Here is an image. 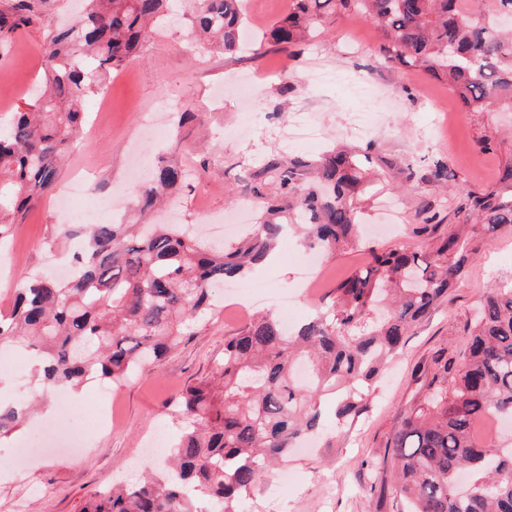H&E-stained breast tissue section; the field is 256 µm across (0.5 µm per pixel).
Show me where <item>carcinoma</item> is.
<instances>
[{"label":"carcinoma","mask_w":512,"mask_h":512,"mask_svg":"<svg viewBox=\"0 0 512 512\" xmlns=\"http://www.w3.org/2000/svg\"><path fill=\"white\" fill-rule=\"evenodd\" d=\"M53 0H8L0 9V49L32 24L41 47L44 88L34 85L27 111L0 125V243L23 210L55 190L60 160L82 132L83 107L112 72L137 59L150 24L161 26L168 0H84L82 14L59 25ZM268 29L284 49L308 44L322 18L356 13L382 34L383 61L418 67L448 85L469 112L490 105L512 112V0H292ZM195 32L226 54L240 48L244 0H189ZM371 146L339 144L317 159L267 154L247 170L242 192L260 204L254 226L214 248L183 224H68L57 240L80 238L76 274L31 276L0 310V347L35 362L39 395L63 397L85 379L122 383L160 363L212 310L211 291L246 276L294 228L325 255L353 246L360 203L371 181ZM422 178L444 184L448 166L432 162ZM185 187L176 160H163L132 190L141 212ZM459 228L438 232L440 211L421 212L412 232L431 240L425 252L373 249L329 303L294 332L267 313L224 339L213 375L182 392L183 430L160 474L92 492L83 512H222L241 505L270 468L305 433L321 430V397L338 396L346 422L367 404L384 362L412 327L462 278L475 236L512 229V160L483 190H459ZM31 404L0 401V438L24 425ZM512 421V285L482 296L463 359L440 355L420 379L417 400L393 446L394 488L407 512H512V448L483 444L475 422Z\"/></svg>","instance_id":"obj_1"}]
</instances>
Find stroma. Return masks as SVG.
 Segmentation results:
<instances>
[{"instance_id":"1","label":"stroma","mask_w":512,"mask_h":512,"mask_svg":"<svg viewBox=\"0 0 512 512\" xmlns=\"http://www.w3.org/2000/svg\"><path fill=\"white\" fill-rule=\"evenodd\" d=\"M292 8V0H247L248 45L234 56L191 42L185 16L186 0H170L171 23L149 32L140 58L107 82V117L87 124L82 141L68 155L61 185H69L85 168L95 170L99 192L116 193L125 220H136L130 197L132 165L150 172L162 152L184 165L189 185L171 202L182 224L199 225L215 243L234 239L245 202L238 194L244 166L258 165L272 150L316 157L333 143L346 141L349 113H365L371 131L357 141L372 146L376 166L386 184L400 183L405 163L423 170L442 160L452 176L448 184L414 181L403 191L380 192L369 198L363 219L370 229L365 239L311 267L300 239L280 241L275 258L251 272L266 281L265 294L250 296L239 282L213 290L215 308L199 320L191 336L159 367L142 377L113 386L112 424L97 426L104 384L85 382L70 397L66 418L81 447L60 444L49 432L53 412H40L21 433L27 446L23 457L11 452L12 441L0 442V512H82L90 493L109 485L120 473L139 479L148 465L149 444L174 440L182 428L174 409L181 390L205 377L234 335L258 311L274 307L278 292L298 294L304 275H312L315 292L299 296L295 314L305 321L322 307L331 290L358 266L370 247L404 245L414 251L427 244L410 234L409 225L430 205L443 206L446 229L459 219L444 205L453 188L478 191L493 184L506 160L512 159V112L465 111L447 85L419 68L394 69L382 63L381 36L374 27L362 30V49L350 46L355 15H331L301 57L266 43L264 34ZM45 32L40 26L21 31L8 55L0 56V118L25 111L28 95L40 70ZM334 72V80L305 83L312 66ZM359 71L374 91L372 104L355 97L341 74ZM170 110L161 116L172 126L175 113L197 112L200 122L187 124L179 143L146 134L144 123L160 100ZM307 112L322 126L316 139L285 143L293 109ZM486 138L490 150L477 149ZM214 221L200 224V210ZM51 198L34 203L24 214L0 259L8 270L0 277V309L30 275L59 265L64 257L53 243L59 227ZM512 279V232L481 235L465 278L438 302L431 314L411 329L397 357L371 390L367 411L355 425L338 421L332 403H325L326 424L337 438L332 447L314 439L311 447L296 448L267 472L244 502V512H401L394 490L392 448L402 419L418 397L416 379L433 366L438 351L461 357L467 330L481 296L496 283Z\"/></svg>"}]
</instances>
